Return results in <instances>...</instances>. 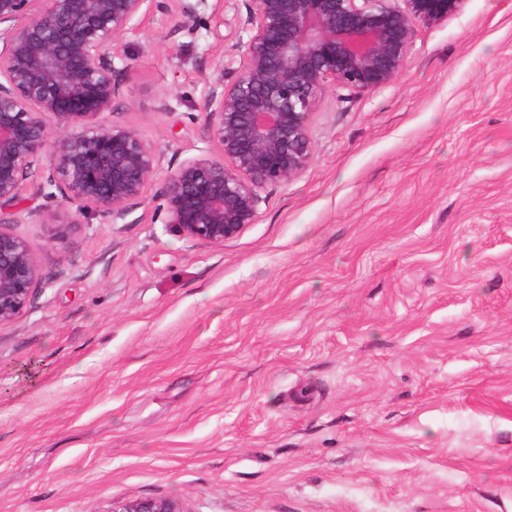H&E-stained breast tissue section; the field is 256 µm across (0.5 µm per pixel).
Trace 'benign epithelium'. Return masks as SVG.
Returning a JSON list of instances; mask_svg holds the SVG:
<instances>
[{
	"label": "benign epithelium",
	"mask_w": 512,
	"mask_h": 512,
	"mask_svg": "<svg viewBox=\"0 0 512 512\" xmlns=\"http://www.w3.org/2000/svg\"><path fill=\"white\" fill-rule=\"evenodd\" d=\"M236 53L220 56L203 104L214 156L184 160L163 181L162 155L114 110L132 65L121 50L156 9L193 30L208 0H0V325L26 308L38 269L3 210L21 201L44 157L41 189L80 214L124 219L161 183L169 223L186 240L222 245L255 223L259 189L299 176L312 156L320 94L352 102L392 83L416 29L442 24L466 0H244ZM54 127H49L48 122ZM109 512H187L175 497L112 503Z\"/></svg>",
	"instance_id": "benign-epithelium-1"
}]
</instances>
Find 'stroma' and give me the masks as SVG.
Segmentation results:
<instances>
[{
  "mask_svg": "<svg viewBox=\"0 0 512 512\" xmlns=\"http://www.w3.org/2000/svg\"><path fill=\"white\" fill-rule=\"evenodd\" d=\"M214 23L156 11L124 40L109 118L167 172L208 149V77L235 42ZM310 137L307 169L219 246L185 241L155 191L115 224L32 172L13 230L39 281L0 325V512H512V0L417 28L393 83L319 97ZM110 512H187L175 497H152L113 502Z\"/></svg>",
  "mask_w": 512,
  "mask_h": 512,
  "instance_id": "1",
  "label": "stroma"
}]
</instances>
